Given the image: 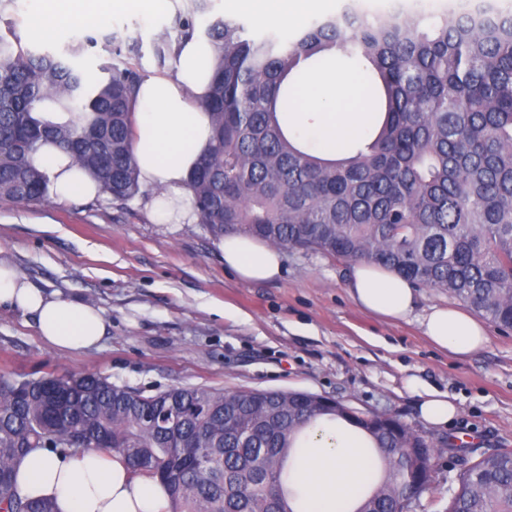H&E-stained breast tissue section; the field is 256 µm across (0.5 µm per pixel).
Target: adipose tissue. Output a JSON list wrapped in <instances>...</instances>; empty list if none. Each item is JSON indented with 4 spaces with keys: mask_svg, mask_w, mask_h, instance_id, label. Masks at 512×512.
<instances>
[{
    "mask_svg": "<svg viewBox=\"0 0 512 512\" xmlns=\"http://www.w3.org/2000/svg\"><path fill=\"white\" fill-rule=\"evenodd\" d=\"M171 0H26L32 34L50 36L75 20L110 23L134 12L151 22ZM236 11L258 21H276L282 37L331 10L335 0H233ZM214 73L211 45L202 38L179 46L169 74L145 78L133 114V153L139 181L148 194L143 204L157 224L197 221L188 179L213 137V123L202 101ZM370 90L359 61L339 65L336 50L306 60L288 97L278 100L275 118L294 145L333 161L353 155L355 145L371 138L383 119L369 108ZM33 165L46 174L52 198L65 202L92 199L95 181L69 154L42 145ZM224 264L240 279L269 281L282 269L277 247L248 234L225 236ZM349 295L359 306L387 319L402 320L413 311L416 294L399 274L372 262L354 265ZM0 307L31 317L41 338L61 349H88L102 340L106 325L95 305L62 292H45L17 268L0 260ZM422 325L437 348L459 356L480 351L483 325L457 307H435ZM21 495L49 498L56 512H171L169 491L159 479L134 474L122 456L88 448L62 454L36 448L14 466ZM379 479V464L366 436L342 421H323L306 431L283 462L281 497L290 512H354Z\"/></svg>",
    "mask_w": 512,
    "mask_h": 512,
    "instance_id": "ef3b65f1",
    "label": "adipose tissue"
}]
</instances>
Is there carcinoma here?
<instances>
[{"mask_svg":"<svg viewBox=\"0 0 512 512\" xmlns=\"http://www.w3.org/2000/svg\"><path fill=\"white\" fill-rule=\"evenodd\" d=\"M194 35L193 20L180 21L176 42ZM204 38L216 67L202 101L213 142L188 182L199 223L218 239L243 232L383 265L512 329V15L344 13L291 42L220 18ZM174 43L154 44L160 67L176 61ZM332 48L370 65L376 111L385 113L364 149L334 163L295 147L272 118L283 81ZM138 57L133 42L121 64L101 66L105 80L88 83L52 53L0 37L1 199L48 196L47 176L31 164L48 140L93 175L106 201L122 206L142 194L132 152ZM35 112L89 117L54 124ZM37 382L71 402L61 412L0 376V512H56L52 500L15 488V461L38 447L119 453L134 472L166 484L172 512H260L267 477L279 486L287 451L322 418L363 431L379 460V481L356 512H403L405 500L431 488L409 483L408 449H423L431 471L436 447L455 451L393 416L339 400L317 409L308 392L174 387L145 396L106 376L70 373ZM176 410L172 436L143 421ZM448 512H512V449L461 468Z\"/></svg>","mask_w":512,"mask_h":512,"instance_id":"carcinoma-1","label":"carcinoma"}]
</instances>
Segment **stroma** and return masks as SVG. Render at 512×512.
Instances as JSON below:
<instances>
[{
  "label": "stroma",
  "mask_w": 512,
  "mask_h": 512,
  "mask_svg": "<svg viewBox=\"0 0 512 512\" xmlns=\"http://www.w3.org/2000/svg\"><path fill=\"white\" fill-rule=\"evenodd\" d=\"M172 0L154 23L135 14L82 26L86 42L74 62L97 72L116 47L140 43L143 75L158 73L153 44L188 14ZM21 45L65 54L72 31L29 34L24 9L0 13V34ZM220 240L203 224L152 223L139 200H0V259L46 292L63 291L100 308L106 333L96 348L70 351L45 343L34 321L0 309V376L98 373L152 395L171 387L304 391L362 411L398 417L436 440L468 437L467 459L512 449V332L486 324L487 346L462 359L432 345L422 320L447 293L417 289L404 321L361 310L348 293L352 266L315 251L287 249L283 273L245 282L224 265ZM454 399L444 426L425 422L418 405L428 392ZM461 465L440 457L431 489L410 512H447Z\"/></svg>",
  "instance_id": "stroma-1"
}]
</instances>
